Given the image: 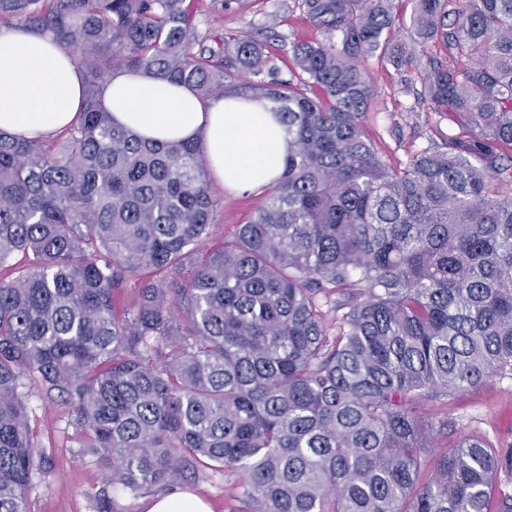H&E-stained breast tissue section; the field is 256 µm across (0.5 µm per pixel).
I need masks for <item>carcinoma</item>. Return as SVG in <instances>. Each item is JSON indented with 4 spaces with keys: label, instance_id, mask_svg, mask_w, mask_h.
<instances>
[{
    "label": "carcinoma",
    "instance_id": "cac0c4a2",
    "mask_svg": "<svg viewBox=\"0 0 512 512\" xmlns=\"http://www.w3.org/2000/svg\"><path fill=\"white\" fill-rule=\"evenodd\" d=\"M185 2L0 0V28L51 34L85 85L58 152L0 133V264L31 262L0 282V512H29L27 379L109 470L100 512L202 468L250 512H487L512 447L433 452L453 424L419 408L512 373V0H411V46L395 0H297L326 40L293 44L286 80L269 38L201 36ZM373 53L476 136L385 164L363 127ZM123 70L263 101L285 128L281 175L221 248L201 249L220 202L197 143L103 108Z\"/></svg>",
    "mask_w": 512,
    "mask_h": 512
}]
</instances>
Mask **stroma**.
I'll return each mask as SVG.
<instances>
[{"instance_id": "35a3bbf8", "label": "stroma", "mask_w": 512, "mask_h": 512, "mask_svg": "<svg viewBox=\"0 0 512 512\" xmlns=\"http://www.w3.org/2000/svg\"><path fill=\"white\" fill-rule=\"evenodd\" d=\"M200 35L261 33L273 27L277 41L271 42L270 65L280 79L290 76L291 46L298 40L319 38L320 33L298 8L285 0H240L224 9L221 0H187ZM361 67L375 87V95L364 117V129L387 164H405L410 155L430 144H444L448 135L462 134L461 119L451 112H435L417 97L418 83L410 82L405 69L364 57ZM210 189L221 202L215 224L207 240L216 246L225 235L245 223L260 205L259 192H234L218 183ZM425 420L446 417L456 434H475L500 444L512 443V374L498 375L484 384L467 389L448 403L430 402L422 406ZM68 412L60 400L34 393L28 425L38 442L40 461L32 478L30 512H99V492L107 481L106 471L86 449L80 448L67 425ZM179 487L204 497L212 512H246L234 478L204 471L179 480Z\"/></svg>"}]
</instances>
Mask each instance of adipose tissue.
<instances>
[{"label": "adipose tissue", "mask_w": 512, "mask_h": 512, "mask_svg": "<svg viewBox=\"0 0 512 512\" xmlns=\"http://www.w3.org/2000/svg\"><path fill=\"white\" fill-rule=\"evenodd\" d=\"M81 103L79 68L51 35L0 36V131L49 137L70 124ZM102 103L142 137L199 142L212 177L231 190L269 187L288 154L274 114L230 94L204 102L185 86L122 71L105 85Z\"/></svg>", "instance_id": "adipose-tissue-1"}]
</instances>
